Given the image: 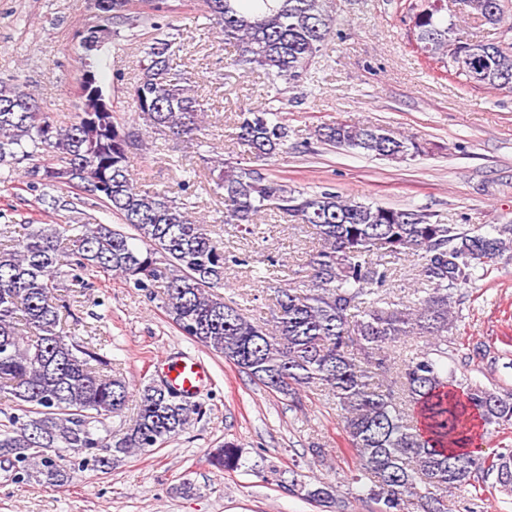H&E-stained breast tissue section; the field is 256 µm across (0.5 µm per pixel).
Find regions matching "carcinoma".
<instances>
[{
	"label": "carcinoma",
	"mask_w": 512,
	"mask_h": 512,
	"mask_svg": "<svg viewBox=\"0 0 512 512\" xmlns=\"http://www.w3.org/2000/svg\"><path fill=\"white\" fill-rule=\"evenodd\" d=\"M213 27L237 48L234 63L261 70L275 85H294L331 35L329 0H275L262 16H247L236 0H203ZM466 15L497 28L512 0H464ZM112 0L96 7L117 37L123 29L159 32L140 60L132 89L135 112L155 133L199 143L205 110L193 80L172 72L182 48L164 33L166 0ZM408 25L417 48L450 77L476 89L512 90V26L495 40L477 41L448 7L433 0L409 4ZM102 41L86 31L80 47L90 67ZM102 90L83 97L82 111L57 121L26 86L0 79V165L12 168L35 157L53 162L25 168L45 187L67 186L91 195L105 185L103 206L134 233L108 224H0V401L14 412L0 424V466L16 484L61 489L76 470L104 471L120 456L151 452L185 432L203 414L163 381L130 391L102 347L68 335L63 315L85 275L103 272L160 298L169 319L193 342L233 363L251 380L302 405L301 393L319 390L336 406L360 465L363 489L378 512H448V494L481 473H496L500 491L512 495V450L486 464L474 446L475 428L512 426V390L461 382L442 367L448 333L456 321L459 290L477 264L512 259V224L493 235L431 221L423 210L358 202L329 189L305 194L282 178L217 158L211 179L224 190V223L258 233V216L273 211L313 227L318 247L306 258L303 287L275 289L271 319L247 315L219 292L224 287V243L211 225L195 219L190 203L166 192L138 188L130 177L132 151L142 132L101 104ZM239 112L237 143L250 159L265 162L289 140L279 117L285 98ZM316 140L343 151L393 161L422 152L409 136L345 122L323 123ZM421 259L425 287L396 302L380 294L393 277L382 256ZM419 337L423 349L404 358L397 343ZM135 398L136 416L114 433L107 419ZM244 450L226 440L209 455L224 473L242 467ZM280 486L314 502L338 503L337 487L311 485L293 469L269 468Z\"/></svg>",
	"instance_id": "obj_1"
}]
</instances>
